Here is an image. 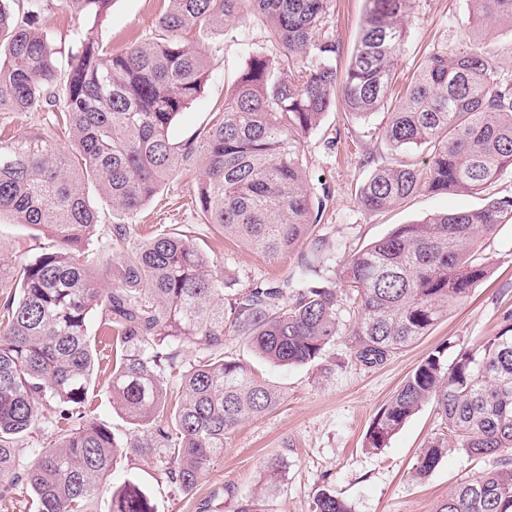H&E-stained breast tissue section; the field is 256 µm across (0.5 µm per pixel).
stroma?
<instances>
[{"label":"stroma","mask_w":512,"mask_h":512,"mask_svg":"<svg viewBox=\"0 0 512 512\" xmlns=\"http://www.w3.org/2000/svg\"><path fill=\"white\" fill-rule=\"evenodd\" d=\"M366 8L365 0H331L327 24L341 46L338 70H345L349 62ZM163 9L162 0H112L94 34L110 51H124L154 30ZM470 9L469 0H414L397 75L411 74L431 49L456 52L464 48L470 39L465 31ZM274 51L267 28L252 15L242 16L233 36L225 38L220 52L212 56L199 95L177 116L174 137L188 140L211 125L215 108L230 93L250 56ZM386 120L383 112L363 121L335 110L302 140L304 167L311 177L323 179L329 193L315 231L324 253L320 274L339 267L397 225L416 223L439 212L476 208L487 199L512 197L509 170L472 194L422 189L392 210H364L357 191L389 153L382 137ZM200 175L197 163L174 174L130 221L111 207L100 206L101 222L93 246L110 239L113 225L124 222L130 226L133 247L157 229L174 228L191 235L203 251L214 256L218 274L230 275L238 286L297 276L301 257L312 251L311 242H304L297 251L267 258L226 240L217 230L201 231L194 201ZM48 244L40 231L11 223L6 217L0 219V268L15 266ZM480 256L489 268L488 278L426 336L383 364L369 367L351 357L347 336L352 315L344 302L338 306L337 336L315 364L276 366L255 357L243 343L227 344V353L246 360L255 376L280 390L283 399L272 412L241 424L226 436L223 457L189 494L165 478L164 458L147 462L129 447L131 427L112 408L111 373L98 370L86 411L110 426L118 442L128 447L108 485L135 482L150 494L156 512H243L254 498L259 501V512H310L314 495L323 488L347 503L352 512H437L452 489L492 468V459L471 457L452 446L427 478L414 477L417 454L440 429L441 418L430 404L380 451H366L363 441L378 409L428 353L442 347L447 360H454L460 349L497 332L505 311H512V223L482 239ZM273 457L283 469L276 487L265 491L261 488L265 465Z\"/></svg>","instance_id":"obj_1"}]
</instances>
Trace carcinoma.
Masks as SVG:
<instances>
[{
    "label": "carcinoma",
    "instance_id": "1",
    "mask_svg": "<svg viewBox=\"0 0 512 512\" xmlns=\"http://www.w3.org/2000/svg\"><path fill=\"white\" fill-rule=\"evenodd\" d=\"M54 0H0V112H49L68 145L41 130L0 129V216L33 226L52 245L0 269L15 292L0 305V500L28 485L33 512H86L126 448L85 412L104 359L90 336L93 313L112 338V407L133 426L132 447L169 459L164 475L190 492L242 422L268 413L280 395L228 356L240 340L277 365L317 362L337 333L335 288L311 278L232 287L188 235L164 231L120 254L112 287H98L89 253L100 224L88 185L133 218L165 181L199 158L196 202L204 223L269 258L295 251L315 231L328 192L318 197L303 167L301 138L336 106L357 119L385 110L390 157L358 191L369 212L390 209L420 188L473 192L512 170V80L474 41L434 50L390 103L411 0H366L359 38L343 74L327 31L330 0H167L156 28L125 51L104 50L92 25L111 0H61L75 22L62 51L42 23ZM484 32L512 27V0H471ZM249 12L277 45L254 55L234 80L220 116L197 139L172 136L176 117L199 94L214 41ZM426 154L418 168L400 153ZM512 223V197L400 224L334 272L354 313L351 356L373 366L424 336L470 296L489 270L480 239ZM209 354L185 366L183 345ZM427 354L377 411L365 448L378 451L422 406L434 402L444 432L413 465L427 477L448 442L493 468L456 486L438 512H512V312L497 333L446 364ZM47 423L56 439L19 445ZM110 512H156L127 481ZM311 512H350L322 489Z\"/></svg>",
    "mask_w": 512,
    "mask_h": 512
}]
</instances>
